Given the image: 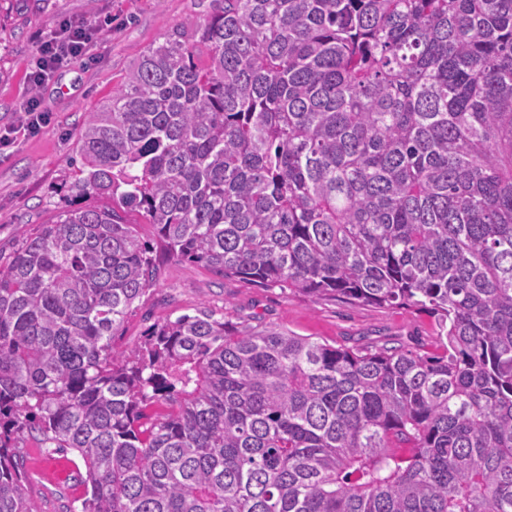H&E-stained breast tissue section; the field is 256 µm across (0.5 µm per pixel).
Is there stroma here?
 <instances>
[{
    "label": "stroma",
    "instance_id": "35a3bbf8",
    "mask_svg": "<svg viewBox=\"0 0 512 512\" xmlns=\"http://www.w3.org/2000/svg\"><path fill=\"white\" fill-rule=\"evenodd\" d=\"M209 5L210 0H0V131L34 94L51 117L40 133L18 137L0 156V256L9 257L24 237L53 219L62 203L60 188L78 156V133L89 112L119 86L134 54L173 27H194ZM106 12L120 15L123 24L104 36L94 61L75 63L33 89L37 47L50 23ZM203 307L234 328L284 329L354 350L395 346L424 354L438 344L435 319L423 309L316 299L174 258L162 259L157 287L138 302L117 343L137 347L153 324ZM19 446L27 455V493L40 512H80L81 458L46 452L26 434Z\"/></svg>",
    "mask_w": 512,
    "mask_h": 512
}]
</instances>
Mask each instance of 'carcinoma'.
<instances>
[{
	"mask_svg": "<svg viewBox=\"0 0 512 512\" xmlns=\"http://www.w3.org/2000/svg\"><path fill=\"white\" fill-rule=\"evenodd\" d=\"M58 211L0 264V512L18 439L81 512H512V0H211L136 54ZM171 258L429 310L439 349L206 308L116 332ZM19 448L27 455L26 468L30 481L27 493L41 512H73L81 510L85 486V467L75 453H48L33 437L24 434Z\"/></svg>",
	"mask_w": 512,
	"mask_h": 512,
	"instance_id": "obj_1",
	"label": "carcinoma"
}]
</instances>
